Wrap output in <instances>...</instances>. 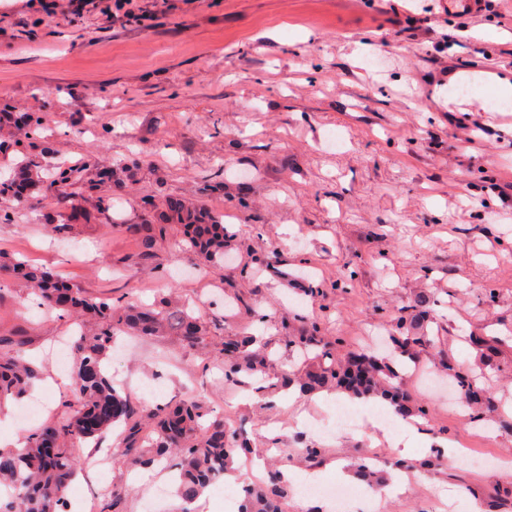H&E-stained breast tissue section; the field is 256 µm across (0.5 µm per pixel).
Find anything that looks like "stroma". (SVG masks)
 I'll use <instances>...</instances> for the list:
<instances>
[{
  "mask_svg": "<svg viewBox=\"0 0 512 512\" xmlns=\"http://www.w3.org/2000/svg\"><path fill=\"white\" fill-rule=\"evenodd\" d=\"M453 30L459 43L445 48L441 36ZM490 71L512 81V0L479 13L449 12L448 0H187L145 27L96 12L46 23L24 0H0V88L16 111L47 119L19 157L60 148L71 163L99 154L140 165L137 183L102 186L110 210L88 201L76 215L51 193L32 201L0 224V250L135 305L179 290L225 335L271 341L270 383L304 364L284 342L281 316L315 319L323 335L355 347L370 331L393 333L398 309L422 297L442 349L512 404V202L501 196L512 184V124L492 104ZM60 87L83 109L62 106ZM477 125L479 139L464 147ZM333 133L340 149L326 145ZM212 177L220 190L203 194ZM158 198L223 212V260L203 262L179 233L145 229ZM308 286L317 297L304 295ZM75 329L0 269V341L22 343L44 374L29 393L42 411L21 424L19 402H8L1 435L24 438L74 401L75 364L58 367L52 350ZM474 336L495 340L487 357ZM114 343L124 352L107 365L134 410L157 406L149 391L159 384L165 400L196 397L210 416L244 426L256 449L301 447L296 409L312 421L332 409L226 384L213 347L125 333ZM420 365L407 390L429 408L423 431L488 465L450 460L379 512H417L443 488L454 493L450 512H470L471 499L512 488V429L496 413L469 425L466 407L426 391L421 376L435 368ZM359 415L360 430L324 441L325 465L353 466L368 451L375 416L368 407ZM120 445L110 431L82 455L69 512H145L155 487L170 483L157 467L134 481L117 455L101 466L99 455Z\"/></svg>",
  "mask_w": 512,
  "mask_h": 512,
  "instance_id": "stroma-1",
  "label": "stroma"
}]
</instances>
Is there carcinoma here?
Returning a JSON list of instances; mask_svg holds the SVG:
<instances>
[{
  "label": "carcinoma",
  "mask_w": 512,
  "mask_h": 512,
  "mask_svg": "<svg viewBox=\"0 0 512 512\" xmlns=\"http://www.w3.org/2000/svg\"><path fill=\"white\" fill-rule=\"evenodd\" d=\"M168 210L175 213L191 249L209 263L224 256L223 214L211 211L204 216L198 207L171 204ZM13 270L33 285L41 309L79 321L80 331L73 341L79 405H63L48 426L26 436L23 447L0 450V484L13 489V499L0 504V512H68L66 490L81 469L72 448L98 441L116 424L124 425L126 465L136 468L167 459L178 471L177 495L185 504L201 496L216 477L232 471L237 456L250 453L252 446L243 430L230 428L222 418L203 424L207 409L201 400L182 399L138 414L107 374V352L120 331L145 337L170 332L186 348H207L212 337L198 317L167 300L158 308L140 309L119 297L87 295L44 267L16 262ZM286 341L290 347L313 352L303 376L281 375L284 382L297 381L302 392L334 388L354 397L382 398L401 414H428L424 405L408 407L410 397L393 359L379 358L365 349L343 355L340 342H322L312 323H303ZM390 341L393 355L415 361L419 351L436 348L439 337L419 331ZM222 351L225 380L242 387L250 386L270 366L267 343L255 336L228 338L222 342ZM439 363L462 399L475 409L472 417L479 419L483 409L494 406V398L479 390L476 378L459 370L448 354H440ZM37 377L38 370L27 361L21 346L0 350V404L22 398ZM280 465L281 458H275L264 479L244 486L238 512H284L289 491Z\"/></svg>",
  "instance_id": "cac0c4a2"
}]
</instances>
